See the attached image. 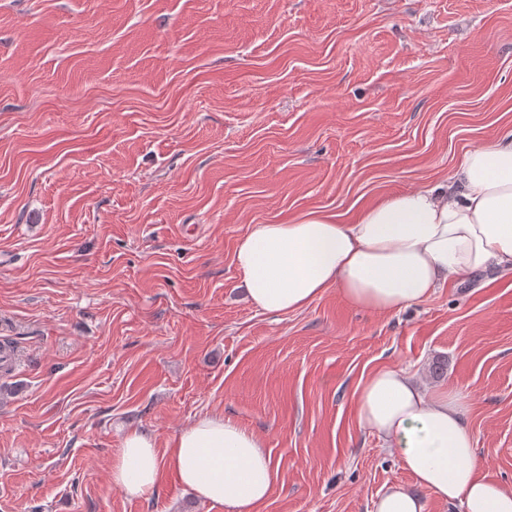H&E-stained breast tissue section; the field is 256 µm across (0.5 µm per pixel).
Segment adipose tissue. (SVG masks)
Instances as JSON below:
<instances>
[{
	"label": "adipose tissue",
	"mask_w": 512,
	"mask_h": 512,
	"mask_svg": "<svg viewBox=\"0 0 512 512\" xmlns=\"http://www.w3.org/2000/svg\"><path fill=\"white\" fill-rule=\"evenodd\" d=\"M235 262L251 303L277 314L307 307L330 287L353 307L392 313L462 276L512 272V131L466 153L452 183L388 194L351 223L310 211L254 225ZM354 397L360 424L396 450L420 488L463 512H512V490L481 472L462 395L425 390L393 366L373 372ZM166 469L228 512H253L275 474L261 440L217 412L180 430L165 455L150 435L129 432L111 479L141 497Z\"/></svg>",
	"instance_id": "1"
}]
</instances>
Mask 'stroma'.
I'll return each instance as SVG.
<instances>
[{"label": "stroma", "mask_w": 512, "mask_h": 512, "mask_svg": "<svg viewBox=\"0 0 512 512\" xmlns=\"http://www.w3.org/2000/svg\"><path fill=\"white\" fill-rule=\"evenodd\" d=\"M512 129V0H0V512H227L169 470L111 481L221 412L277 470L256 512L416 489L353 392L385 366L465 396L512 490V275L381 314L250 303L235 247L451 178Z\"/></svg>", "instance_id": "obj_1"}]
</instances>
